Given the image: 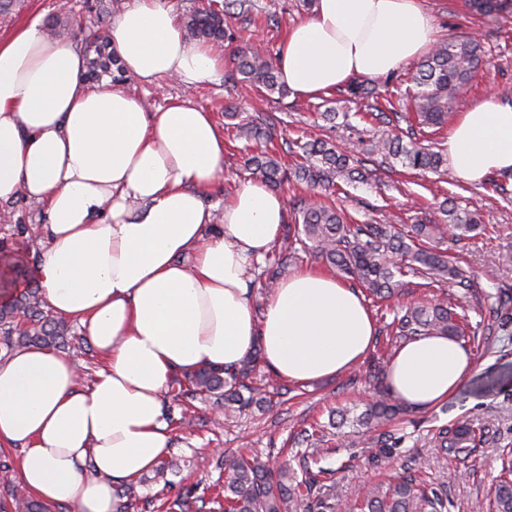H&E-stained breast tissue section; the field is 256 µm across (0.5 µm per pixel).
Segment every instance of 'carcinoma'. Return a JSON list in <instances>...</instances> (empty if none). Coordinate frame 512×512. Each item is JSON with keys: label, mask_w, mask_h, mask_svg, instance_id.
Here are the masks:
<instances>
[{"label": "carcinoma", "mask_w": 512, "mask_h": 512, "mask_svg": "<svg viewBox=\"0 0 512 512\" xmlns=\"http://www.w3.org/2000/svg\"><path fill=\"white\" fill-rule=\"evenodd\" d=\"M470 11L489 16L512 12V0H466ZM112 0H98L97 25L83 32L81 45L87 59V79L91 83L103 76L112 81L125 80V71L112 49L110 30L103 26L112 15ZM253 0H209L207 7L184 15L182 24L188 37L212 44L228 39L224 17L231 15L244 21L252 15ZM78 25L72 11L62 9L46 21L45 27L54 37H61ZM482 61L481 44L469 37L453 38L440 43L422 60L414 78V90L406 92L414 110L416 125L408 126L401 134L377 139L370 151L384 158H393L412 170L438 173L448 163V155L422 144L424 129L443 128L460 94L475 76ZM231 80L248 85L257 96L267 99L276 94L289 96L287 86L280 80L277 60L246 46L233 54ZM352 100H371L370 109L376 118L386 120L388 115L380 107L381 93L375 81L354 78L341 89ZM278 121L266 120L267 127L249 123L238 127L239 137L257 141L268 137V128ZM286 153L294 157L290 166L283 165L268 152H257L246 159L245 165L252 178L277 188L289 181L314 189H329L336 185V176L348 182L364 180V174L349 166L347 155L336 143L324 139H310L303 143H285ZM294 224L283 235L280 252L266 258V274L276 280L295 258L299 250H309L315 257L347 277L365 295L376 300H389L402 293L407 282L403 277L412 273L424 279L431 288L452 283L469 288L470 278L448 255L428 245V240L445 233L467 235L479 227L477 212L460 209L451 200L442 203L446 219L443 224H414L411 233H404L394 224H359L348 221L344 211L335 205L300 197L294 203ZM13 281L26 282V288L0 302V344L6 351L39 346L67 348L76 355L83 352V339L68 333V320L53 315L44 308L34 277L17 263L12 270ZM498 326L507 328L512 323V285L498 288L495 307L492 308ZM470 329L466 316L444 303H418L407 308L401 316H394L386 324L391 340L406 342L421 334H440L460 340ZM259 350H254L242 365L228 373L222 369L203 366L189 374L186 381L175 380L171 387L172 400L182 412L170 423L182 426L194 417L193 400L197 396L215 395L224 400V415L230 416L251 405L271 411L274 409L270 391L249 384ZM368 382L378 388V397L365 406L360 414L351 417L343 411L340 421H329L331 426L350 424L369 433L372 429L392 424L408 408L392 395L386 385V369L380 361L371 365ZM326 425L317 422L304 428L297 439L314 445L311 455L319 454L317 443L325 441ZM487 442L486 432L470 420H460L452 427H439L432 433L430 443L438 452L448 455H467L480 443ZM224 469V512H335L336 483L321 482L308 470L300 479L288 464L275 465L257 455L228 456L220 462ZM494 512H512V462L502 467L494 488ZM446 498L434 488L417 479L413 467L396 482L386 486L374 484L347 506L348 512H444ZM0 512H47L41 501L31 493L11 495V500L0 504Z\"/></svg>", "instance_id": "carcinoma-1"}]
</instances>
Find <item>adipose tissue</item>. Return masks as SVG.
Instances as JSON below:
<instances>
[{
	"mask_svg": "<svg viewBox=\"0 0 512 512\" xmlns=\"http://www.w3.org/2000/svg\"><path fill=\"white\" fill-rule=\"evenodd\" d=\"M436 41L421 0H316L287 29L280 78L313 100L394 71ZM112 46L148 85H198L224 70L221 56L185 38L164 0L118 14ZM85 74L83 55L39 23L0 39V202L44 206L41 297L102 357L86 387L71 357L50 349L1 360L0 447L20 449V479L45 503L115 512L114 484L169 452L164 396L175 374L235 367L257 346L277 375L307 384L363 361L376 328L359 291L317 267L293 272L255 312L248 280L286 222L283 197L245 180L221 207L209 204L224 168L211 114L188 101L149 112L120 84L88 87ZM446 152L470 183L512 170V104L490 94L459 113ZM472 369L461 343L419 336L394 351L387 383L426 411Z\"/></svg>",
	"mask_w": 512,
	"mask_h": 512,
	"instance_id": "obj_1",
	"label": "adipose tissue"
}]
</instances>
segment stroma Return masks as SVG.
Instances as JSON below:
<instances>
[{
  "label": "stroma",
  "mask_w": 512,
  "mask_h": 512,
  "mask_svg": "<svg viewBox=\"0 0 512 512\" xmlns=\"http://www.w3.org/2000/svg\"><path fill=\"white\" fill-rule=\"evenodd\" d=\"M256 22L246 25L240 19L227 17L226 24L235 35L234 42L220 48L222 56H230L234 45L259 44L279 53L287 26L311 14L302 0H255ZM423 7L436 21L440 38L475 36L485 51L484 61L472 84L460 96L457 111L479 103L486 95L495 94L512 103V16L471 17L461 8V0H422ZM123 87L150 107L166 105L172 100H190L212 112L224 131V171L213 190V201L230 196L241 180L247 179L243 166L245 142L238 139L236 120L258 121L269 114L281 117L274 130V143L282 140L333 138L339 146L357 159L366 155V144L386 133L378 122L352 117V130L331 128L321 116L333 107L345 112L344 104L335 103L327 94L316 100L288 97L282 100L257 101L252 90L227 81L186 86L173 80L153 87L129 77ZM235 105L237 119L225 117V105ZM508 195L485 191L479 184L458 177L454 169L442 173L408 170L402 165L380 167L360 183L337 179L331 199L358 223H380L383 215H391L393 223L411 225L418 222L441 223L439 205L454 199L459 207L477 209L482 224L480 234L462 240L445 237L435 243L437 249L458 257L475 280L471 294L461 288L438 290L421 286L419 276L409 278L407 291L388 304L373 308L378 332L376 342L385 340L383 327L395 312L427 300L447 302L455 298L470 324L492 320V296L498 281L512 282V179ZM0 251L16 253L25 265H34L40 248L43 222L41 207L19 198L0 203ZM474 367L455 395L442 406L429 411L409 412L400 425L402 441L391 452L390 462L378 461L373 440L354 435L351 427L335 430L322 445L323 467L330 469L337 484V504L357 497L367 486L391 481L407 463H416L419 476L434 488H445L446 512H474L490 505L491 487L502 470L503 450L512 449V333L495 331L489 340L469 342ZM366 363L341 375L307 385L288 384L285 403L279 410L265 412L251 407L229 421H215L217 410L212 400L195 402L198 422L187 430H174L169 454L181 461V476L187 482L208 487L221 472L217 462L227 455L256 454L276 463L287 462L300 467L301 457L292 449L289 436L313 421L327 422L331 409L363 408L373 397L372 386L364 380ZM485 427L489 440L473 449L468 458H454L438 453L429 443L433 429L452 425L460 418Z\"/></svg>",
  "instance_id": "stroma-1"
}]
</instances>
